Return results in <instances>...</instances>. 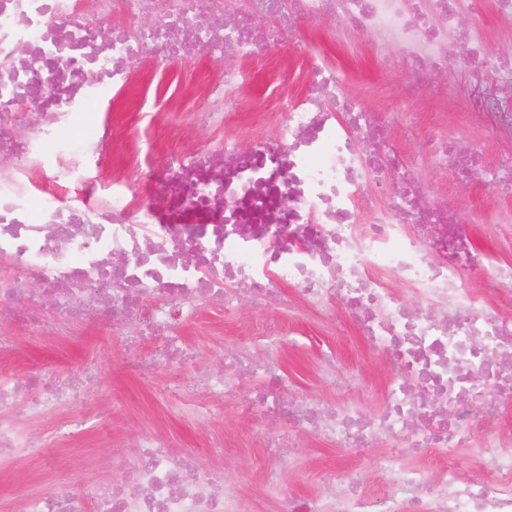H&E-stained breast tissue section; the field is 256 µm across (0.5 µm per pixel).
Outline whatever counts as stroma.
<instances>
[{"instance_id":"1","label":"stroma","mask_w":512,"mask_h":512,"mask_svg":"<svg viewBox=\"0 0 512 512\" xmlns=\"http://www.w3.org/2000/svg\"><path fill=\"white\" fill-rule=\"evenodd\" d=\"M324 62L336 63L351 75L348 90L365 109L418 114V125L404 121L393 129L394 139L412 159L414 175L431 195L448 197L457 205L464 230L482 250L512 262V249L498 237L500 221L512 212V199L496 196L482 173L458 181L451 168L436 166L428 154V138L437 125L459 147L480 144L487 162L512 151V140L492 134V84L473 85L470 68L459 56L431 76L429 87L412 88L400 52L380 60L372 40L357 41L341 21L305 18L295 43L270 51L260 63L228 57L218 64L201 53L156 71L146 60H134L131 68L135 75H147L148 88L127 94L121 112L115 113L112 164L102 170L101 181L137 183L145 164L161 165L174 151L221 150L228 135L245 148L276 135L279 117L270 95L272 85L298 94L306 88L302 74ZM220 65L251 76L249 88L227 105L238 119L226 128L207 127L202 140L187 138L185 128L207 108L196 89L211 80ZM264 324L276 325L281 333L285 382L313 398L338 404L357 401L369 412L379 409V391L390 375L387 359L358 335L338 302L322 311L301 302L290 310L273 305L262 311L243 305L230 309L220 300L204 302L175 329L178 339L197 351V365L163 367L146 376L126 372L131 352L109 322L95 321L74 343L35 337L24 328L0 324V334L11 337L20 350L0 369L15 377L43 367L58 375H74L90 361L98 367L96 380L81 389L80 401L72 409L74 416L86 418L85 431L72 434L58 429L53 416L30 423L33 455L21 464L0 462V499L18 500L34 488L46 492L59 482L74 487L83 482L123 483L138 461L140 435L157 432L172 447L195 453L199 465L222 462L228 479L249 471L250 482L238 489L241 512H279L278 501L266 486L261 444L280 426L245 409L257 381L235 379L231 394L215 399L196 380L200 369L223 372L225 346L251 342ZM326 354L339 362L335 378L327 380L316 369L318 359ZM305 442L298 461L282 468L283 482L298 498L326 494V487L313 477L316 470L368 466L378 454L374 448H331L312 434Z\"/></svg>"}]
</instances>
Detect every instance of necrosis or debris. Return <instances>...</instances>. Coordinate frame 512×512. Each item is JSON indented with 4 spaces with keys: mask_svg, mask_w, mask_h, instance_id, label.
<instances>
[{
    "mask_svg": "<svg viewBox=\"0 0 512 512\" xmlns=\"http://www.w3.org/2000/svg\"><path fill=\"white\" fill-rule=\"evenodd\" d=\"M456 2L0 0V266L15 271L0 277V322L69 340L91 314L139 325L165 341L153 359L128 362L141 375L188 356L170 329L200 299L233 305L234 285L261 303L288 287L316 307L341 299L389 359L375 413L356 403L319 412L287 392L275 337H266L263 361L243 345L224 351L225 367L261 384L253 413L336 448L380 451L372 469L319 473L329 495L289 499L288 512H512V428L494 424L512 407V263L475 249L447 198L412 184L409 158L386 137L391 117L356 110L334 64L316 68L308 92L280 98V130L254 142L250 163L228 137L217 155L170 154L136 186L93 177L111 161L112 113L131 84V59L201 49L218 63L250 59L258 54L250 19L285 24L298 13L345 21L426 75L455 52ZM116 14L137 22L136 35L108 29ZM465 44L473 80L500 82L497 131L512 139V59L488 58L477 34ZM247 78L228 69L200 87L208 108L199 127L228 124L224 105ZM35 171L42 181L31 180ZM78 179L75 201L68 186ZM477 278L500 298L475 288ZM394 280L421 308L407 307ZM74 404L62 378L1 371L0 457L26 459V421L56 413L60 429H81L84 419L60 414ZM12 406L18 415L3 416ZM138 448L127 486L35 491L20 512H239L219 467L193 465L159 435ZM463 458L473 477H461Z\"/></svg>",
    "mask_w": 512,
    "mask_h": 512,
    "instance_id": "4bbe7bcc",
    "label": "necrosis or debris"
}]
</instances>
